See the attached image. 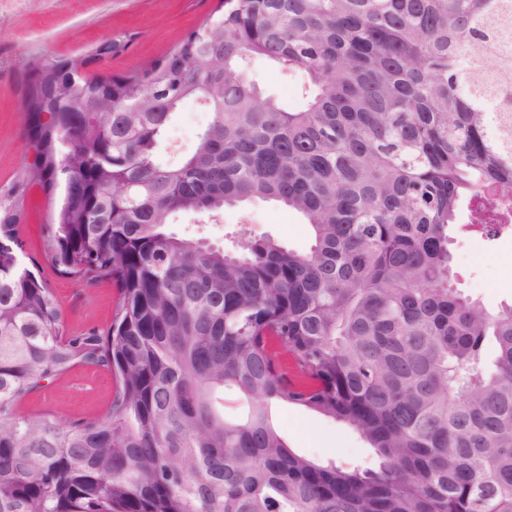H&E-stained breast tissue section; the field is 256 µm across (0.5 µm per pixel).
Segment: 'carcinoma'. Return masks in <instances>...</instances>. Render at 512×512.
<instances>
[{
	"label": "carcinoma",
	"instance_id": "obj_1",
	"mask_svg": "<svg viewBox=\"0 0 512 512\" xmlns=\"http://www.w3.org/2000/svg\"><path fill=\"white\" fill-rule=\"evenodd\" d=\"M508 0H223L224 10L135 76L87 75L112 111L61 112V59L29 105L58 184L43 228L56 271L106 278L103 336H64L58 300L0 220V512H512V304L452 284L461 198L490 235L512 204ZM305 75L301 108L263 96L256 59ZM174 88L151 112L125 108ZM210 100L195 150L159 161L180 103ZM272 201L302 215L301 254L240 237L229 254L172 226ZM289 358L299 375L283 372ZM77 363L118 378L109 413L65 425L18 402ZM250 404L224 419V390ZM272 401L340 420L374 468L317 463L271 423Z\"/></svg>",
	"mask_w": 512,
	"mask_h": 512
}]
</instances>
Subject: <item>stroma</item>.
Listing matches in <instances>:
<instances>
[{
  "label": "stroma",
  "instance_id": "stroma-1",
  "mask_svg": "<svg viewBox=\"0 0 512 512\" xmlns=\"http://www.w3.org/2000/svg\"><path fill=\"white\" fill-rule=\"evenodd\" d=\"M221 0H0V214L18 226L26 266L55 293L64 333H106L116 312L118 292L108 281L83 283L52 266L43 246L42 226L61 206L62 190L46 194L33 179L35 151L30 142L28 77L32 69L62 58L86 61L88 71L132 75L162 60L192 31L203 26ZM248 75L261 91L288 109L302 104L301 74L258 59ZM212 120L197 100H185L167 131L171 164L190 152ZM248 229L256 239L271 237L297 252L309 251L313 232L294 210L270 202L225 209L208 239L235 250L234 237ZM455 286L493 310L512 303V230L486 236L457 232L450 245ZM117 382L107 368L79 364L24 397L22 412L50 414L62 423L107 415ZM276 428L297 453L318 461L371 464V448L350 427L309 409L272 405Z\"/></svg>",
  "mask_w": 512,
  "mask_h": 512
}]
</instances>
